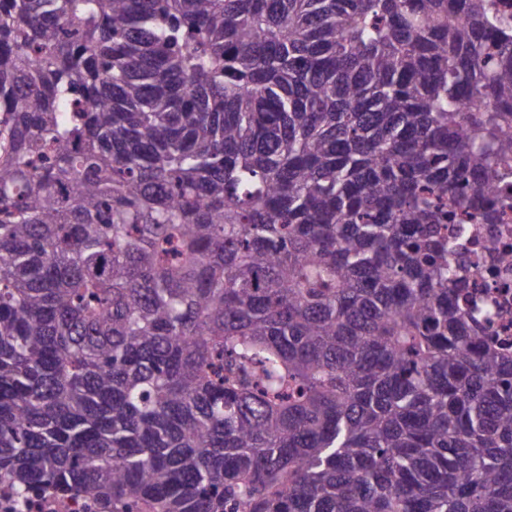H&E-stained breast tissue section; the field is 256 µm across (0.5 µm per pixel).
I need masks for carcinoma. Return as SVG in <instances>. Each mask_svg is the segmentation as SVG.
<instances>
[{
	"label": "carcinoma",
	"mask_w": 512,
	"mask_h": 512,
	"mask_svg": "<svg viewBox=\"0 0 512 512\" xmlns=\"http://www.w3.org/2000/svg\"><path fill=\"white\" fill-rule=\"evenodd\" d=\"M0 132V484L512 512L442 232L508 204L496 0H0Z\"/></svg>",
	"instance_id": "obj_1"
}]
</instances>
